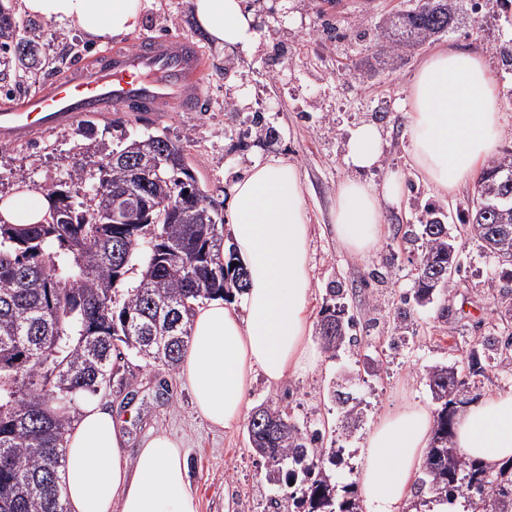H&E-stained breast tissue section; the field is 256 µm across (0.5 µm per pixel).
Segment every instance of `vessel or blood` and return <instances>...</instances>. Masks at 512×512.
<instances>
[{
  "label": "vessel or blood",
  "instance_id": "b4317fda",
  "mask_svg": "<svg viewBox=\"0 0 512 512\" xmlns=\"http://www.w3.org/2000/svg\"><path fill=\"white\" fill-rule=\"evenodd\" d=\"M203 60L190 39L149 38L131 51L109 52L103 63L55 76L45 91L0 108V138L21 140L50 127L74 126L85 113L139 103L159 112L174 105L198 111Z\"/></svg>",
  "mask_w": 512,
  "mask_h": 512
}]
</instances>
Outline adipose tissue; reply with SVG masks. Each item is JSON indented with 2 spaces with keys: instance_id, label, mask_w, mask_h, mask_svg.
Masks as SVG:
<instances>
[{
  "instance_id": "1",
  "label": "adipose tissue",
  "mask_w": 512,
  "mask_h": 512,
  "mask_svg": "<svg viewBox=\"0 0 512 512\" xmlns=\"http://www.w3.org/2000/svg\"><path fill=\"white\" fill-rule=\"evenodd\" d=\"M153 0H19L25 14L66 23L91 39L139 29ZM198 27L217 46H251L252 18L243 0H192ZM500 89L480 55L442 48L421 64L401 108L415 168L439 195H448L494 152L505 120ZM382 137L364 122L350 133L344 161L356 170L378 166ZM401 176L381 184L343 181L336 190L334 230L350 254L377 244L386 207L399 205ZM42 191L23 186L0 199V221L40 222ZM231 237L248 286L238 303L215 301L197 310L191 340L178 370L198 415L210 426L236 430L244 420L255 374L277 384L312 369L319 352L308 319L309 216L296 165L272 159L250 167L232 190ZM434 415L403 403L380 417L364 448L357 481L367 512H406L422 464ZM122 424L98 400L84 401L67 434L61 491L68 512H199L180 440L158 432L144 438L134 457L123 448ZM457 448L477 464L512 461V390L471 403L457 418Z\"/></svg>"
}]
</instances>
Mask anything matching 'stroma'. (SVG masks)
<instances>
[{"label":"stroma","mask_w":512,"mask_h":512,"mask_svg":"<svg viewBox=\"0 0 512 512\" xmlns=\"http://www.w3.org/2000/svg\"><path fill=\"white\" fill-rule=\"evenodd\" d=\"M418 0H244L256 40L250 49L218 47L198 32L191 0H156L140 29L95 43L57 22L41 24L40 49L47 57L92 64L104 52L134 48L143 38L198 44L206 66L200 111L98 112L93 135L83 126L42 130L27 141L0 143V197L23 184L43 189L72 158L103 145L143 135L166 134L180 145L209 195L228 200L233 184L258 161L271 157L297 165L310 217L309 276L311 323L324 306L341 305L354 317L352 339L337 353L322 352L317 366L288 377L281 385L256 376L250 406L286 408L292 421L319 426L324 447L339 448L344 461L336 481H355L361 449L378 419L396 403L436 408L426 369L460 365L466 353L489 338L512 333V298L502 293V276L511 269L477 241L464 240L459 273L433 304L412 299L415 265L422 247L419 224L425 208H439L450 227L477 195L470 178L442 197L412 167L405 117L398 103L408 93L422 60L448 46L478 54L491 64L501 87L507 123L497 156L512 152V9L498 0H459V21L448 33L409 54L394 69L371 72L377 50L374 25L384 15L414 8ZM234 102L235 111L225 109ZM264 113L279 133L266 142L253 124ZM370 121L382 134L383 158L362 179L381 182L386 171L399 173L405 194L399 207H386L381 238L363 256L346 253L332 224L336 189L353 176L343 161L350 128ZM410 315L411 328L398 329L397 309ZM357 379L350 391L363 411L348 424L333 391L343 371ZM123 422L124 452L135 455L143 438L163 430L182 439L188 454L191 488L199 512H277L283 487L266 479L261 459L248 444L246 427L215 430L194 410L188 386L177 371L146 363L134 355L116 361L109 386L99 394Z\"/></svg>","instance_id":"obj_1"}]
</instances>
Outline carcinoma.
I'll return each mask as SVG.
<instances>
[{"instance_id":"obj_1","label":"carcinoma","mask_w":512,"mask_h":512,"mask_svg":"<svg viewBox=\"0 0 512 512\" xmlns=\"http://www.w3.org/2000/svg\"><path fill=\"white\" fill-rule=\"evenodd\" d=\"M456 0H424L378 22L382 52L392 65L432 38L448 32ZM32 21L0 13V66L21 76L45 65ZM149 164L160 152L181 147L165 134L127 139L82 159L45 188L49 199L37 224L0 223V512H67L59 489L66 463L65 435L79 403L112 379L114 360L128 350L150 363L177 366L191 338L195 307L229 300L247 285L233 246H225L224 202L208 195L192 167L148 170L146 187L153 217L146 224H114L112 192L127 183V168L112 164L114 151ZM189 181L206 203L171 209V198ZM478 205L462 224H499L512 231V156L487 165L479 179ZM65 205L68 221L53 211ZM425 251L417 265L414 294L421 301L439 293L433 277L448 265L444 218L420 225ZM439 401L418 491L435 484L437 503L463 497L472 512H512V467L490 470L453 446L455 418L473 402L455 366L427 372ZM285 419L280 432L255 433L253 453L266 475L290 489V512H361L355 484L336 498L332 471L341 449L320 448L322 433Z\"/></svg>"}]
</instances>
